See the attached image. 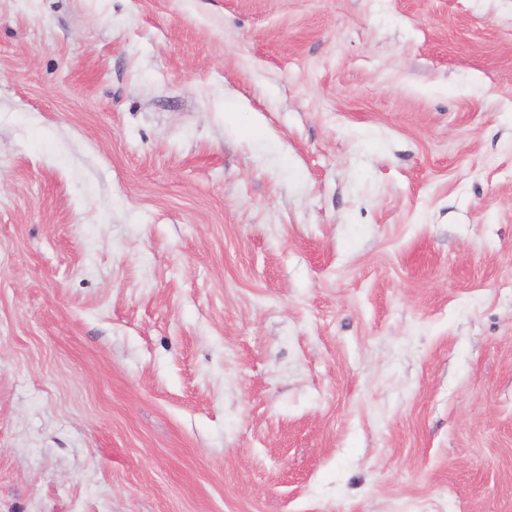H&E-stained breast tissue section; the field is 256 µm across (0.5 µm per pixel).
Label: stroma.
<instances>
[{
	"mask_svg": "<svg viewBox=\"0 0 512 512\" xmlns=\"http://www.w3.org/2000/svg\"><path fill=\"white\" fill-rule=\"evenodd\" d=\"M0 512H512V0H0Z\"/></svg>",
	"mask_w": 512,
	"mask_h": 512,
	"instance_id": "stroma-1",
	"label": "stroma"
}]
</instances>
